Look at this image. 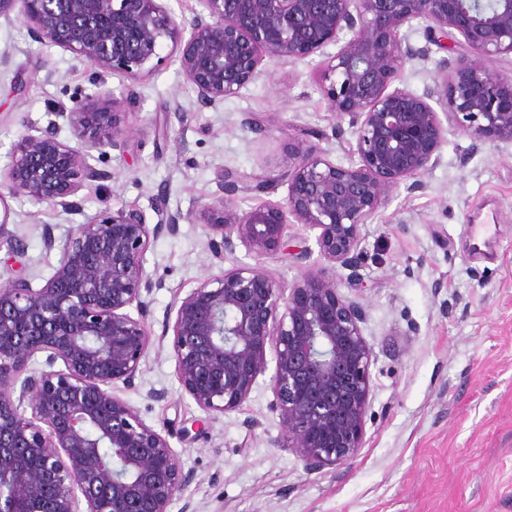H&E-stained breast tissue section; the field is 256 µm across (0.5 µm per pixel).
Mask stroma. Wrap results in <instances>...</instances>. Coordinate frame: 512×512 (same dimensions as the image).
Instances as JSON below:
<instances>
[{"mask_svg": "<svg viewBox=\"0 0 512 512\" xmlns=\"http://www.w3.org/2000/svg\"><path fill=\"white\" fill-rule=\"evenodd\" d=\"M422 49L398 84L434 87L441 66L466 53L460 35L429 41L425 25L401 30ZM94 66L32 41L20 16L0 20V167L25 133L91 94ZM125 148L93 164L106 179L84 183L77 215L29 197L11 199L19 259L41 287L61 258L58 242L105 209L131 206L147 223L158 199L181 213L175 233L152 240L145 268L153 288L148 324L161 334L176 294L215 274L199 207L224 177L251 184L291 163L294 145H316L347 162L346 139L313 68L265 60L261 74L217 108L201 109L173 58L143 81L106 78ZM440 164L419 189L396 190L364 229L365 282L357 297L372 345V396L364 445L351 464L306 474L281 447L274 357L236 411L210 415L184 392L169 343L153 342L134 387L114 391L143 421L169 431L189 483L169 512H512V145L470 150L448 125Z\"/></svg>", "mask_w": 512, "mask_h": 512, "instance_id": "1", "label": "stroma"}]
</instances>
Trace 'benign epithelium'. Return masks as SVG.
<instances>
[{"label":"benign epithelium","mask_w":512,"mask_h":512,"mask_svg":"<svg viewBox=\"0 0 512 512\" xmlns=\"http://www.w3.org/2000/svg\"><path fill=\"white\" fill-rule=\"evenodd\" d=\"M495 2L487 11L482 0H199L187 29L158 0H0V18L18 12L32 39L132 83L172 44L202 108L238 94L267 58H320L325 99L348 119V163L298 145L290 165L248 187L259 195L284 185V201L247 211L235 203L237 182L223 180L198 213L211 256L223 264L241 246L258 263L235 260L175 297L174 322L161 334L172 336L182 387L209 414L247 401L272 346L283 446L309 473L348 464L364 444L374 350L365 309L341 292L363 287V228L394 189H414L439 164L443 119L454 118L474 150L512 143V76L480 63L512 55V0ZM415 20L431 34H459L475 56L459 58L421 95L395 85L417 55L401 36ZM61 121L76 144L58 138ZM130 134L113 94L100 90L21 137L0 169V250L24 253L7 198L78 212L71 197L101 177L92 152L119 148ZM157 215L151 226L140 210L121 207L76 225L39 288L22 268L0 273V512H169L189 482L166 436L113 392L134 384L150 345L144 256L179 220L162 202ZM290 222L317 231L318 257L297 252L301 274L285 287L261 261L288 250ZM42 353L48 369L29 372Z\"/></svg>","instance_id":"benign-epithelium-1"}]
</instances>
